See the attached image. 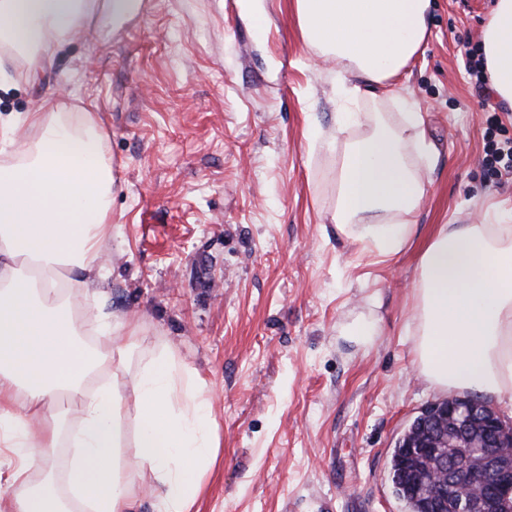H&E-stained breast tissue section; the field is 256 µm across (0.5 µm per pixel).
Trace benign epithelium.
<instances>
[{
	"label": "benign epithelium",
	"instance_id": "1",
	"mask_svg": "<svg viewBox=\"0 0 512 512\" xmlns=\"http://www.w3.org/2000/svg\"><path fill=\"white\" fill-rule=\"evenodd\" d=\"M401 438L430 488L423 512H502L512 498V422L491 405L433 402Z\"/></svg>",
	"mask_w": 512,
	"mask_h": 512
}]
</instances>
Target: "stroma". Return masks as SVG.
<instances>
[{
  "instance_id": "35a3bbf8",
  "label": "stroma",
  "mask_w": 512,
  "mask_h": 512,
  "mask_svg": "<svg viewBox=\"0 0 512 512\" xmlns=\"http://www.w3.org/2000/svg\"><path fill=\"white\" fill-rule=\"evenodd\" d=\"M493 0H432L429 38L396 90L436 154L413 230L384 255L340 233L336 114L400 116L366 85L349 104L302 40L294 0H143L111 30L79 32L0 114L70 92L100 113L117 180L107 308L138 315L211 390L219 452L194 512H408L390 459L441 394L407 331L420 254L441 224L512 207L484 162L487 105L466 60ZM268 17L257 35L253 15ZM359 314L379 334L343 335Z\"/></svg>"
}]
</instances>
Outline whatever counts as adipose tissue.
Masks as SVG:
<instances>
[{"instance_id": "obj_1", "label": "adipose tissue", "mask_w": 512, "mask_h": 512, "mask_svg": "<svg viewBox=\"0 0 512 512\" xmlns=\"http://www.w3.org/2000/svg\"><path fill=\"white\" fill-rule=\"evenodd\" d=\"M431 0H295L317 57L365 84L389 86L428 35ZM141 0H0V54L29 82L85 27L120 26ZM479 54L495 96L512 106V0H495ZM402 120H374L352 139L355 112L336 115L347 136L336 226L402 251L422 172L434 155L417 107L392 95ZM32 131L13 139L17 124ZM99 113L68 95L21 119L0 118V512H192L219 448L209 386L139 317L105 311L106 246L115 178ZM416 163H408V151ZM442 224L426 244L413 290L417 365L440 393L472 392L512 412V225Z\"/></svg>"}]
</instances>
